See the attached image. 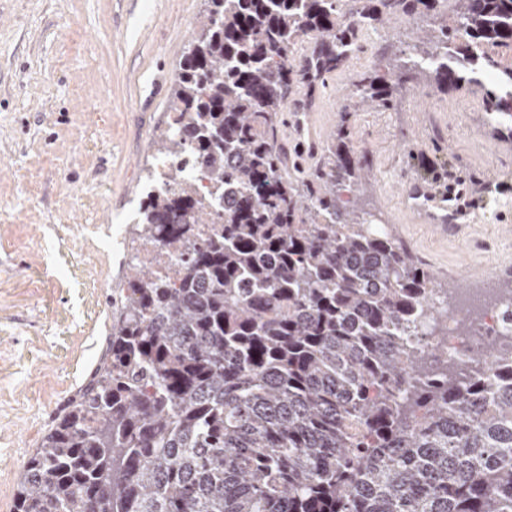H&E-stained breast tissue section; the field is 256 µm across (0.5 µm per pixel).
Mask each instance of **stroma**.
I'll list each match as a JSON object with an SVG mask.
<instances>
[{
  "label": "stroma",
  "mask_w": 512,
  "mask_h": 512,
  "mask_svg": "<svg viewBox=\"0 0 512 512\" xmlns=\"http://www.w3.org/2000/svg\"><path fill=\"white\" fill-rule=\"evenodd\" d=\"M203 0H0V512H12L23 463L100 361L112 293L129 262L107 233L133 223L159 160L170 90ZM403 18L367 31L366 49L321 89L315 165L348 125L372 163L357 208L385 228L453 303L500 301L512 285V143L484 89H401L393 109L354 112L359 74L409 49ZM451 169L476 197L458 235L438 237L398 196L429 167Z\"/></svg>",
  "instance_id": "stroma-1"
}]
</instances>
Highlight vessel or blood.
I'll list each match as a JSON object with an SVG mask.
<instances>
[{
	"label": "vessel or blood",
	"instance_id": "vessel-or-blood-1",
	"mask_svg": "<svg viewBox=\"0 0 512 512\" xmlns=\"http://www.w3.org/2000/svg\"><path fill=\"white\" fill-rule=\"evenodd\" d=\"M294 110L297 135L313 136L315 103L307 99L300 100L297 101ZM399 194L409 216L417 222L429 225L442 237L451 232H458V221L467 213L463 206H449L447 192L423 178L406 179L399 188Z\"/></svg>",
	"mask_w": 512,
	"mask_h": 512
}]
</instances>
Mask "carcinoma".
<instances>
[{
	"label": "carcinoma",
	"instance_id": "carcinoma-1",
	"mask_svg": "<svg viewBox=\"0 0 512 512\" xmlns=\"http://www.w3.org/2000/svg\"><path fill=\"white\" fill-rule=\"evenodd\" d=\"M350 2L206 0L170 97L185 120L158 148L197 173L173 171L136 225L140 247H184V267L173 282L133 257L105 356L24 463L13 512H512V347L454 376L431 367L416 323L435 330L448 309L356 211L368 174L351 131L309 171L280 137L303 38L330 74L353 29L418 11L434 25L359 76L357 104L490 72L486 111L512 119V0Z\"/></svg>",
	"mask_w": 512,
	"mask_h": 512
}]
</instances>
